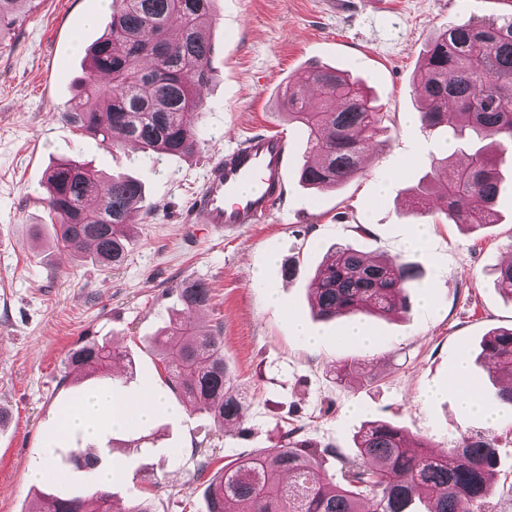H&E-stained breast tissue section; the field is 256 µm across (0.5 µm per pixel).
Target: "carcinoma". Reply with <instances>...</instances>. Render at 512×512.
Returning a JSON list of instances; mask_svg holds the SVG:
<instances>
[{"label": "carcinoma", "mask_w": 512, "mask_h": 512, "mask_svg": "<svg viewBox=\"0 0 512 512\" xmlns=\"http://www.w3.org/2000/svg\"><path fill=\"white\" fill-rule=\"evenodd\" d=\"M28 0H0V35L17 21ZM214 0H112L107 32L89 48L85 75L64 121L117 151L140 145L148 160L156 155L189 157L204 144L190 123L201 91L211 79L214 48L206 33ZM178 23L181 38L169 35ZM105 73L110 85L98 84ZM418 121L424 131H448L467 141L471 152L448 167L431 162V179L414 190L416 200H435L451 224L479 227L497 223L495 201L500 167L506 158L496 146H512V16L461 19L423 50L414 78ZM323 103L307 107V89ZM288 121L297 123L306 150L302 183L328 189L362 169L382 116L358 81L340 70L311 67L289 78L282 91ZM95 100L86 106V101ZM46 206L57 220L55 235L80 258L95 245L94 260L104 268L121 266L128 255L131 217L144 207L143 182L112 175L76 161L49 169ZM496 285L512 297V263L496 270ZM417 265L404 259L377 260L349 246L331 251L310 287L317 317L330 320L367 312L397 315L409 310L408 288ZM180 309L160 334L150 339L164 364L168 384L214 425H240L247 404L224 357L220 337L197 330L210 290L201 281L177 289ZM489 369L498 375L499 402L512 405V328L489 333L482 343ZM125 351L86 336L69 350L65 367L83 376L112 377V365ZM356 451L343 455L319 448L291 431L283 444L224 464L204 481L207 512H477L494 490L498 451L491 437L463 438L452 448L414 440L386 421L367 423L355 439ZM69 461L94 470L99 456L81 448ZM336 462L338 474L326 464ZM31 512H114L111 494L99 490L91 501L80 496L43 497Z\"/></svg>", "instance_id": "carcinoma-1"}]
</instances>
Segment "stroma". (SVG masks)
Here are the masks:
<instances>
[{
  "instance_id": "1",
  "label": "stroma",
  "mask_w": 512,
  "mask_h": 512,
  "mask_svg": "<svg viewBox=\"0 0 512 512\" xmlns=\"http://www.w3.org/2000/svg\"><path fill=\"white\" fill-rule=\"evenodd\" d=\"M510 14L512 0H215L214 71L202 110L192 117L205 142L192 157L152 162L134 147L109 151L61 117L84 71L85 50L106 31L110 9L99 0L25 5L0 38V410L6 414L0 512H29L43 494L90 498L100 487L96 472L62 458L83 435L58 426L59 415L95 386L65 373L64 357L82 337L127 350L131 364L114 369L124 399L137 400L148 388L179 403L147 339L168 325L177 307L174 292L187 281L211 290L199 325L224 340L247 397L248 431L217 427L190 407L179 416L157 415L133 433L149 437V449L107 451L113 432L103 430L101 464L119 472L109 487L118 506L147 499L154 512H207L196 478L201 460L219 469L280 444L291 428L350 456L361 428L382 420L438 448L494 436V492L481 512H512V412L498 403L479 347L491 329L512 326V299L494 287L492 276L512 256V166L502 167L498 223L469 231L407 204L413 188L428 183L431 158L462 149L407 122L417 110L413 77L425 45L461 18ZM312 63L361 79L385 127L363 171L322 191L300 181L305 140L281 103L289 76ZM267 130L294 142L286 192L273 215L222 232L185 223L210 161ZM68 159L145 185V206L133 218L129 254L119 269L76 259L56 241L43 203L44 178L52 164ZM418 224L427 225L428 238L413 250L408 241ZM341 245L418 262L408 313L315 316L308 283L328 250ZM287 258L299 262L292 280L280 266ZM275 291L277 306L269 302ZM293 319L320 344L311 348L292 336ZM350 323L376 345L342 340ZM461 374L492 416L459 408L451 385ZM47 461L58 479L27 481L28 470Z\"/></svg>"
}]
</instances>
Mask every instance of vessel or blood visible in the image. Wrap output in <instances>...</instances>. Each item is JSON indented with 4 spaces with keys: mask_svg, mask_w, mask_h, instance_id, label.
<instances>
[{
    "mask_svg": "<svg viewBox=\"0 0 512 512\" xmlns=\"http://www.w3.org/2000/svg\"><path fill=\"white\" fill-rule=\"evenodd\" d=\"M290 160L286 135L259 133L213 159L185 219L217 229L269 218L284 190Z\"/></svg>",
    "mask_w": 512,
    "mask_h": 512,
    "instance_id": "b4317fda",
    "label": "vessel or blood"
}]
</instances>
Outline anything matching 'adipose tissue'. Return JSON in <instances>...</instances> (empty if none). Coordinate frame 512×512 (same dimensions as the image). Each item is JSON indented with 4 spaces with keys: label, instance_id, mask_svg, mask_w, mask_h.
Returning <instances> with one entry per match:
<instances>
[{
    "label": "adipose tissue",
    "instance_id": "obj_1",
    "mask_svg": "<svg viewBox=\"0 0 512 512\" xmlns=\"http://www.w3.org/2000/svg\"><path fill=\"white\" fill-rule=\"evenodd\" d=\"M164 408L163 400L153 394L146 395L139 404L131 407L125 400L113 395L110 389L99 388L92 390L73 408L63 413L58 425L66 430L83 431L87 441L91 442L101 428L109 427L120 431L130 420L147 421Z\"/></svg>",
    "mask_w": 512,
    "mask_h": 512
}]
</instances>
